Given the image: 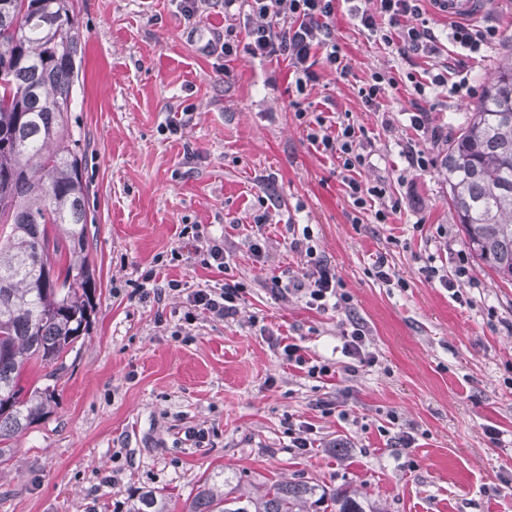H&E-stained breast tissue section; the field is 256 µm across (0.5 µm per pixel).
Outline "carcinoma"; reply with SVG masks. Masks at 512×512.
<instances>
[{
    "mask_svg": "<svg viewBox=\"0 0 512 512\" xmlns=\"http://www.w3.org/2000/svg\"><path fill=\"white\" fill-rule=\"evenodd\" d=\"M81 36L71 0H0V458L55 403L66 360L89 334L97 282L88 185L68 123ZM448 199L469 250L512 283V59L498 66L448 144ZM28 365L47 383L19 384ZM378 512L357 492L274 482L254 497L208 476L186 512ZM129 512H169L142 491Z\"/></svg>",
    "mask_w": 512,
    "mask_h": 512,
    "instance_id": "carcinoma-1",
    "label": "carcinoma"
}]
</instances>
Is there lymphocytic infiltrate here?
Segmentation results:
<instances>
[{
    "instance_id": "f902f5d3",
    "label": "lymphocytic infiltrate",
    "mask_w": 512,
    "mask_h": 512,
    "mask_svg": "<svg viewBox=\"0 0 512 512\" xmlns=\"http://www.w3.org/2000/svg\"><path fill=\"white\" fill-rule=\"evenodd\" d=\"M423 0H351V11L367 30H375L377 17H384L388 27L381 39L406 62L424 57L435 59L433 73L418 75L409 70L395 77L383 72L373 73L370 82L360 87L359 95L367 106L379 107L388 87L397 82L410 84L416 105L408 120L410 126L438 141L441 128L434 126L425 103L436 90L447 87L457 93L469 85L465 77L464 59L441 60L440 38L422 17ZM336 0H224V41L220 46L225 56L243 51L252 58L287 60L294 77L295 91L304 94L318 76L314 70L318 58L334 66L340 76H347L348 65L340 55L333 25ZM247 30L245 41H238L237 24ZM294 117L303 122L307 139L325 155L336 158L345 171L344 185L357 211H372L376 223H387L400 210V199L389 195L384 182L366 184L357 178L369 166L371 138L351 113L308 117L295 110ZM292 250L303 253L307 269L289 277V293L303 298L309 308L324 311L349 309L351 297L342 292L340 282L327 261L318 255L310 229L293 238ZM241 289L228 284L221 289L198 288L187 296L190 307L203 309L220 319L238 315Z\"/></svg>"
}]
</instances>
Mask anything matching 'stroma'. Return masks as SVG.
I'll use <instances>...</instances> for the list:
<instances>
[{
	"mask_svg": "<svg viewBox=\"0 0 512 512\" xmlns=\"http://www.w3.org/2000/svg\"><path fill=\"white\" fill-rule=\"evenodd\" d=\"M82 42L70 130L85 150L88 250L98 282L89 336L48 416L0 458V512H113L135 490L169 494L173 512L209 474L241 490L273 481L359 490L385 512H512V284L477 259L453 297L422 269L454 272L465 247L448 201L443 160L500 58L512 52V0H488L494 42L467 61L469 89L432 98L435 142L405 127L414 98L390 89L380 108L358 90L406 63L338 0L333 22L347 77L326 61L297 95L287 62L224 57V4L187 21L176 0H73ZM349 112L374 137L365 183L384 181L400 214H356L335 158L307 141L290 107ZM177 133H170L169 125ZM416 140L437 161L408 168ZM273 195L270 223L255 228ZM224 239L227 267L204 268L183 225ZM311 226L377 361L346 357L344 312L317 311L277 289L304 259L289 247ZM261 252H253V241ZM385 256L389 280L374 274ZM186 288L243 284L237 317L199 312L186 298L145 295L141 276ZM329 362L307 377L276 339ZM313 424L316 446L291 448L284 421ZM190 427L210 441L185 442ZM411 432L410 448L397 444Z\"/></svg>",
	"mask_w": 512,
	"mask_h": 512,
	"instance_id": "stroma-1",
	"label": "stroma"
}]
</instances>
